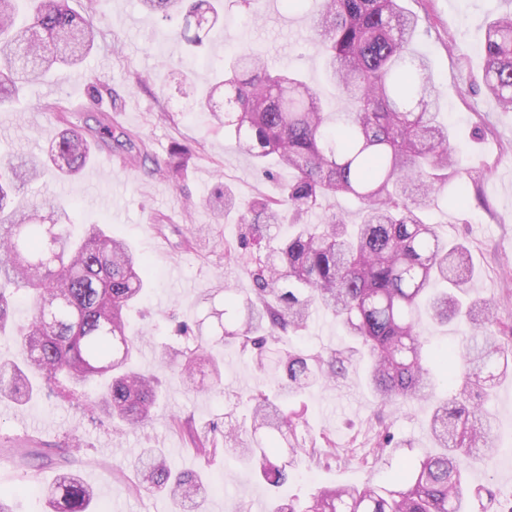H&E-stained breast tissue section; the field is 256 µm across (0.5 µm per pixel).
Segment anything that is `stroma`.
I'll list each match as a JSON object with an SVG mask.
<instances>
[{"label": "stroma", "mask_w": 512, "mask_h": 512, "mask_svg": "<svg viewBox=\"0 0 512 512\" xmlns=\"http://www.w3.org/2000/svg\"><path fill=\"white\" fill-rule=\"evenodd\" d=\"M418 20L414 48L430 60L451 141L459 152L463 174L453 177L446 193L462 202L429 206L424 219L441 236L465 243L476 267L468 292L491 301L500 317H512V281L501 274L512 265V112L501 111L483 86L484 60L479 46L487 22L512 10V0H403ZM96 45L80 70L59 68L29 87L21 102L0 107V162L45 148L58 131L47 103L88 101L99 90L98 108L115 127L140 135L145 151L161 163L182 169L179 182L144 175L140 161L119 149H100L111 165L88 166L76 179L46 174L35 186L44 196L58 195L70 205L74 223L107 224L128 241L147 265L151 292L131 313L133 329L150 330L154 338L136 359L139 368L157 374L163 397L151 421L122 432L90 401L92 385L74 387L60 381L23 405L0 400V496L13 512H43L41 492L52 485L64 461L20 459L24 448H56L79 437L83 480L96 494L97 512H174L170 499L136 485L130 463L146 448L164 449L179 470L201 474L211 486L205 512H252L255 500H304L329 486L361 483L389 485L406 474L435 444L428 430L427 406L410 403L384 413L394 436L391 447L375 455L377 400L368 386L365 363L353 356L348 371L334 384L288 399V407L307 405V423L289 440L301 445L310 435H327L336 456L318 461L299 456L288 480L273 487L243 465L233 449L203 460L192 450L175 419L190 420L200 434L220 436L227 424L247 415L250 397L276 383L253 371L247 353L235 345L215 348L222 363L220 390H193L171 372L160 370V349L174 340L178 324H191L207 313L204 297L231 286L250 292L252 283L224 259L225 243L234 241L240 213L232 209L215 219L208 199L218 184L229 185L237 199L248 202L279 196L292 174L273 167L264 176L257 163L239 153L234 141L210 120L207 105L185 98L182 77L206 87L211 71L231 52L248 46L269 66H288L318 92L327 111L342 108L326 74L321 46L308 33L305 14L287 10L283 0H255L243 12L235 0H224V17L197 49L178 43L173 26L148 12L140 0H112L99 5ZM146 77L135 86V75ZM198 143L188 157L178 144ZM425 355L438 377L435 394L448 400L457 389L453 373L441 363L456 348V322L438 324L422 318ZM288 342L310 352L344 349L351 341L334 318L314 316L309 328ZM487 410L495 433L509 447L489 463H474L466 472L468 487H487L499 502L512 500V375L499 378Z\"/></svg>", "instance_id": "obj_1"}]
</instances>
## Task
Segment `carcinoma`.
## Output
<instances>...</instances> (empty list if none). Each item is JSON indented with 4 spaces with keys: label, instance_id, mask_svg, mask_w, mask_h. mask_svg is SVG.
I'll list each match as a JSON object with an SVG mask.
<instances>
[{
    "label": "carcinoma",
    "instance_id": "cac0c4a2",
    "mask_svg": "<svg viewBox=\"0 0 512 512\" xmlns=\"http://www.w3.org/2000/svg\"><path fill=\"white\" fill-rule=\"evenodd\" d=\"M166 19L181 20L178 34L200 47L220 19L222 0H141ZM98 10L75 12L69 0H0V104L19 98L56 66L82 65L98 33ZM309 29L326 54L329 79L345 101L342 112L324 110L317 92L298 75L274 71L255 51L241 49L216 72L206 98L224 90V111H212L239 150L262 163L274 157L294 179L277 198L247 205L237 242L224 245L253 283L237 298L224 288V309H212L195 328L184 326L183 348L166 347L162 361L192 387H220L219 365L207 359L215 346L236 343L287 382L279 395H295L336 381L350 355L336 349L308 354L281 348V336L307 327L318 310L333 315L367 347L370 384L380 410L429 401L435 387L422 355L424 315L462 325L457 349L443 362L458 376V392L436 406L430 429L441 451L425 456L388 487H333L309 502H276L271 512H464L465 462L502 450L491 415L471 402L488 384L512 374V351L498 333L505 326L487 300L467 298L475 274L469 249L438 235L419 212L437 200L460 160L438 121L439 95L423 55L412 53L416 18L402 0H315ZM486 92L512 109V13L486 30ZM95 125L67 119L46 156L21 155L0 172V333L24 362L0 361V398L22 404L37 391L29 373L51 385L61 378L83 386L105 382L95 394L112 420L145 424L158 399L151 377L129 369L145 336L129 329L127 312L144 296L149 279L142 260L123 239L91 226L78 235L56 197L21 201L24 186L42 170L62 178L82 173L91 154L117 146L142 155L134 136H115L107 118ZM346 194L363 203L361 223L329 213L323 201ZM236 204L227 186L215 190L216 217ZM29 304L31 318L10 322L12 302ZM250 425L232 424L224 444L272 486L286 482L289 462L275 453L305 411L288 409L265 393L250 397ZM205 458L219 451L213 439L194 436ZM69 448L68 469L45 491L46 512H89L93 489L78 474ZM139 487L169 496L177 512H201V479L173 468L155 448L136 458Z\"/></svg>",
    "mask_w": 512,
    "mask_h": 512
}]
</instances>
